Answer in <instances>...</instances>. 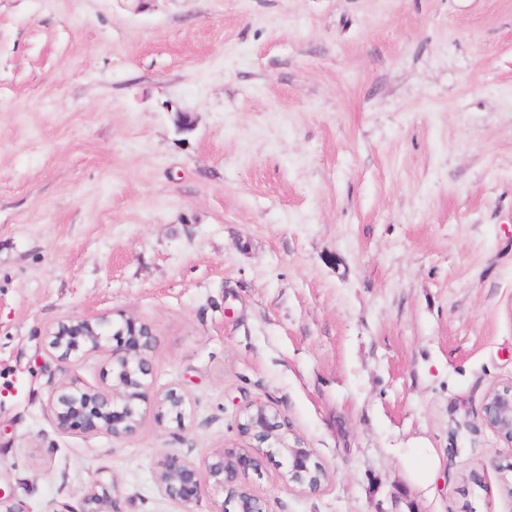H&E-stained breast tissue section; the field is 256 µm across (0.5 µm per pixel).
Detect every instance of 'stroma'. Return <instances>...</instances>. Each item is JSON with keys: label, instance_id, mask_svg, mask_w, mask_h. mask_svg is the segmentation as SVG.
<instances>
[{"label": "stroma", "instance_id": "35a3bbf8", "mask_svg": "<svg viewBox=\"0 0 512 512\" xmlns=\"http://www.w3.org/2000/svg\"><path fill=\"white\" fill-rule=\"evenodd\" d=\"M188 127H180L179 116ZM149 324L186 430H60L63 317ZM512 380V0H0V490L191 508L155 480L276 409L328 473L266 512H512L482 422ZM434 449L428 489L404 455ZM79 512H121L112 485L96 482L87 490Z\"/></svg>", "mask_w": 512, "mask_h": 512}]
</instances>
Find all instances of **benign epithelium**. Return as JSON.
<instances>
[{
    "label": "benign epithelium",
    "instance_id": "1",
    "mask_svg": "<svg viewBox=\"0 0 512 512\" xmlns=\"http://www.w3.org/2000/svg\"><path fill=\"white\" fill-rule=\"evenodd\" d=\"M47 350L67 363L100 350L109 352V368L97 387L76 382L60 384L52 393L51 409L58 428L79 427L85 432H105L122 439L135 434L143 419L142 407H156V418L182 431L191 417L185 393L178 387L152 392L150 355L156 345L152 328L124 315L120 319L67 317L46 336ZM482 421L500 439L512 446V382L491 388L484 399ZM285 422L263 404L246 407L238 422L239 432L249 440L239 448H220L200 469L179 452L166 454L157 464L156 480L166 497L190 504L204 486L225 495L223 512H264L262 500L240 482V476L257 472L265 457L277 450L287 458L283 479L303 492L315 493L326 473L314 461L312 449L297 442L284 443ZM80 512H120L113 486L101 481L87 490Z\"/></svg>",
    "mask_w": 512,
    "mask_h": 512
}]
</instances>
